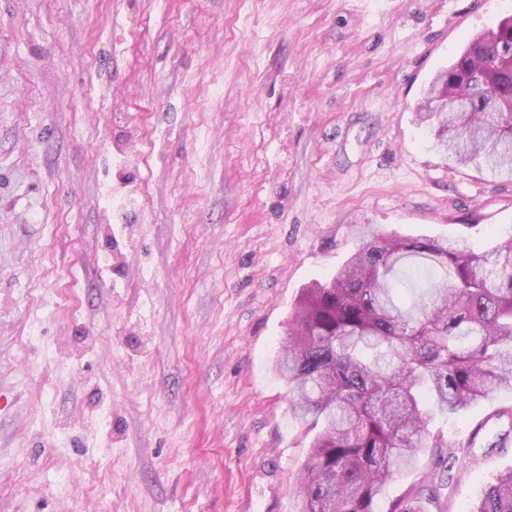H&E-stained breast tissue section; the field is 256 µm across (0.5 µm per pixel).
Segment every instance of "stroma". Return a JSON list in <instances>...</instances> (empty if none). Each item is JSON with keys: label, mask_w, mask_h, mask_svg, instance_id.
Masks as SVG:
<instances>
[{"label": "stroma", "mask_w": 512, "mask_h": 512, "mask_svg": "<svg viewBox=\"0 0 512 512\" xmlns=\"http://www.w3.org/2000/svg\"><path fill=\"white\" fill-rule=\"evenodd\" d=\"M512 0H0V512H298L274 360L355 227L486 248L512 178L415 106ZM449 421L467 512L512 467Z\"/></svg>", "instance_id": "1"}]
</instances>
